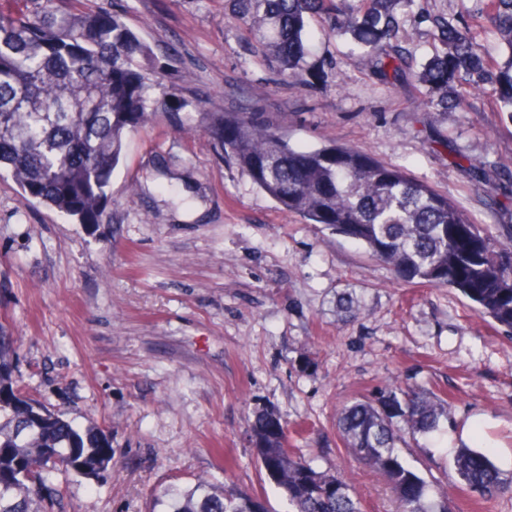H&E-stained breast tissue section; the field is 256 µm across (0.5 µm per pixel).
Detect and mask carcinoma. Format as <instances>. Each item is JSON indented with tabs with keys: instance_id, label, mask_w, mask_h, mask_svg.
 Instances as JSON below:
<instances>
[{
	"instance_id": "1",
	"label": "carcinoma",
	"mask_w": 512,
	"mask_h": 512,
	"mask_svg": "<svg viewBox=\"0 0 512 512\" xmlns=\"http://www.w3.org/2000/svg\"><path fill=\"white\" fill-rule=\"evenodd\" d=\"M58 2L18 0L15 11L0 13V141L8 142L0 172L30 200L92 227L112 203V173L127 136L176 111L159 79L170 64L122 15L64 11ZM227 2L225 20L246 27L261 46L258 63L290 78L307 53V21L318 15L359 48L382 83L414 78L421 106L463 108L483 97L512 121V0H470L461 21L431 14L424 0ZM410 14L432 36L417 72L419 45L402 35ZM490 37L500 54L487 51ZM195 109L216 152L229 154L283 212L363 244L403 280L458 290L512 332V245L496 243L448 197L361 148H294L254 112H210L202 99ZM16 367L15 337L0 322V512H51L60 496L53 474L98 476L112 462V446L25 397ZM448 411L433 392L394 385L344 406L336 435L357 463L387 479L397 512H450L448 493H430L398 451L404 435L436 431ZM249 442L289 512H363L345 480L288 448V424L275 412L256 413ZM455 475L481 499L512 487L488 455L471 448L457 451ZM164 505V512H269L263 497L236 485L217 491L206 480L168 490Z\"/></svg>"
}]
</instances>
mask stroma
I'll use <instances>...</instances> for the list:
<instances>
[{
    "mask_svg": "<svg viewBox=\"0 0 512 512\" xmlns=\"http://www.w3.org/2000/svg\"><path fill=\"white\" fill-rule=\"evenodd\" d=\"M122 14L197 81L215 112H258L289 142L359 146L448 196L512 243V122L482 100L422 108L414 79L389 88L346 40L313 21L300 81L249 66L258 44L224 0H80ZM141 189L129 194L128 184ZM104 224L74 223L0 177V319L17 340L24 394L104 431L112 465L59 476L63 512H151L205 478L286 505L256 464L248 430L272 409L307 428L292 441L320 470L344 467L364 512H396L385 479L336 446V410L398 380L448 394L450 414L400 454L439 481L452 512H512L456 485L458 447L512 476V336L452 288L396 280L366 248L280 211L203 131L160 118L127 137ZM358 318L341 322L343 298Z\"/></svg>",
    "mask_w": 512,
    "mask_h": 512,
    "instance_id": "obj_1",
    "label": "stroma"
}]
</instances>
